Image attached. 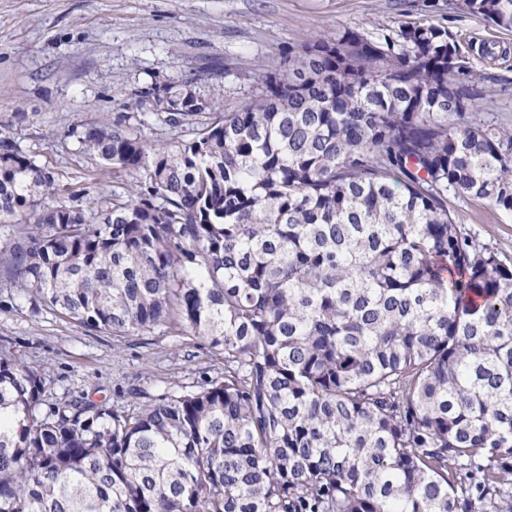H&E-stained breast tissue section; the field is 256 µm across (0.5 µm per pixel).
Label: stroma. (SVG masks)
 <instances>
[{
  "mask_svg": "<svg viewBox=\"0 0 512 512\" xmlns=\"http://www.w3.org/2000/svg\"><path fill=\"white\" fill-rule=\"evenodd\" d=\"M419 21L489 50L471 61L485 91L478 116L512 125V31L452 0H0V126L71 192L100 201L134 180L101 172L70 132L126 114L151 139H168L156 108L139 101L148 83L187 85L231 107L308 38ZM448 207L476 241L512 258V215L453 195ZM1 353L44 372L47 410L74 400L122 409L224 376L223 356L203 337L163 326L126 336L89 330L0 275Z\"/></svg>",
  "mask_w": 512,
  "mask_h": 512,
  "instance_id": "stroma-1",
  "label": "stroma"
}]
</instances>
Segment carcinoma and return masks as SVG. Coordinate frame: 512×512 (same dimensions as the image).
Wrapping results in <instances>:
<instances>
[{"instance_id":"1","label":"carcinoma","mask_w":512,"mask_h":512,"mask_svg":"<svg viewBox=\"0 0 512 512\" xmlns=\"http://www.w3.org/2000/svg\"><path fill=\"white\" fill-rule=\"evenodd\" d=\"M512 30V0H458ZM447 27L306 40L224 110L139 91L77 134L131 195L93 208L0 128V270L89 329L209 339L224 379L43 413L0 354V512H512V262L448 195L512 214V126Z\"/></svg>"}]
</instances>
